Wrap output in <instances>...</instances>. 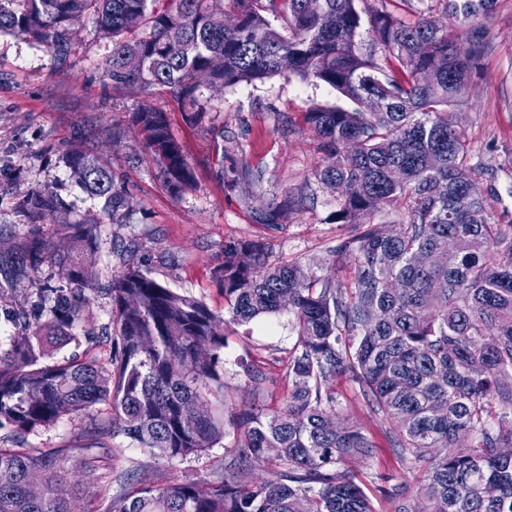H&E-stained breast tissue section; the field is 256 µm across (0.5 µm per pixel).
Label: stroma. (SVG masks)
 <instances>
[{"instance_id":"stroma-1","label":"stroma","mask_w":512,"mask_h":512,"mask_svg":"<svg viewBox=\"0 0 512 512\" xmlns=\"http://www.w3.org/2000/svg\"><path fill=\"white\" fill-rule=\"evenodd\" d=\"M480 32L485 48L456 118L472 149L482 193L490 194L496 214L512 218V0H497L494 14L459 28V39ZM112 42L92 20H84L71 43L68 65H58L49 51L29 39L0 34V246L18 247L33 235L53 237V224H30L15 211L18 198L34 188L51 187L65 200L61 222L80 221L98 227V249L90 255L92 271L105 284L125 260L143 261L152 276L175 291L197 298L223 312L224 295L212 271L224 260L232 241L265 245L270 263L299 262L317 275L348 279L349 268L333 263L332 251L350 235V228L329 220L336 198L318 184L314 172L322 154L320 141L304 123L315 104L335 105V92L323 85L275 76L226 89L210 104L202 124L185 123L169 97L137 99L114 89L104 66ZM144 106L169 111L171 130L195 166V182L182 196H172L162 178V164L143 152L135 132L113 148L106 163L134 199L132 211L113 221L104 202L89 198L66 164V151L77 127L104 129L126 122ZM248 166L249 179L225 191L220 171ZM289 201L285 223H257L254 212L263 203ZM36 295L27 274L0 290V351L7 350L16 325L22 324ZM112 317V296L95 293L70 341L54 346L49 363L107 362L112 344L105 331ZM224 379L235 402L260 399L269 408L282 407L290 391L284 364L294 342L288 316L225 329ZM248 360L267 379L253 392L239 363ZM340 422L359 424L376 444L373 458L349 460L345 470L364 484L375 512H397L396 500L378 488L389 475L415 490L389 448L390 423L372 415L355 397L353 385L336 383ZM106 407L89 410L24 435L0 429L2 448H64V468L79 472L82 504L93 512H110L124 488L119 473L135 471L164 485L194 480L213 482L224 471V455L237 444L227 433L222 444L197 455L167 459L136 448L128 438L102 429Z\"/></svg>"}]
</instances>
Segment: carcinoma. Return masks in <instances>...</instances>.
Returning <instances> with one entry per match:
<instances>
[{
  "instance_id": "1",
  "label": "carcinoma",
  "mask_w": 512,
  "mask_h": 512,
  "mask_svg": "<svg viewBox=\"0 0 512 512\" xmlns=\"http://www.w3.org/2000/svg\"><path fill=\"white\" fill-rule=\"evenodd\" d=\"M0 0V32L42 44L69 60L83 18L112 36L106 76L139 98L168 94L196 124L210 95L279 75L325 85L354 104L312 106L305 121L322 138L317 181L336 196L334 224L354 234L333 256L347 280L318 276L295 262L271 264L253 241L224 246L213 279L230 319L173 291L130 259L112 279L111 367L96 361L40 366L47 347L72 336L95 291L84 255L97 248L95 224H61L57 240L29 239L0 255V279L16 265L47 264L32 281L39 298L21 333L0 353V428L17 434L54 425L107 404L106 426L163 458L186 457L225 434L224 325L290 314L296 339L287 362L288 403L269 412L241 408L233 424L240 447L214 483L186 480L155 488L134 474L112 512H373L364 488L340 471L368 458L374 443L357 425L332 428L336 380L390 422L389 444L419 495L399 483L385 494L398 512H512V224H500L474 190L476 167L462 131L448 119L459 106L484 45L460 42L426 14L406 23L386 7L357 0ZM463 26L493 14L496 0H441ZM284 21L275 28L272 21ZM163 162L179 197L195 182L193 165L167 113L144 107L112 125L106 146L127 130ZM67 165L83 190L117 216L133 199L74 133ZM67 204L50 187L17 202L30 224L56 220ZM388 209L391 224L371 221ZM288 201H271L259 224H281ZM468 241L448 251V236ZM68 448L0 447V512H76L77 484L61 464ZM274 478L256 479V471Z\"/></svg>"
}]
</instances>
